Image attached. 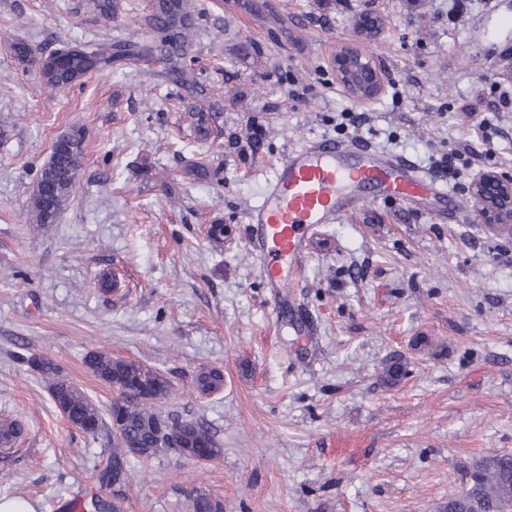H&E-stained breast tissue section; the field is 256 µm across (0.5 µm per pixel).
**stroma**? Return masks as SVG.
Here are the masks:
<instances>
[{
    "instance_id": "1",
    "label": "stroma",
    "mask_w": 512,
    "mask_h": 512,
    "mask_svg": "<svg viewBox=\"0 0 512 512\" xmlns=\"http://www.w3.org/2000/svg\"><path fill=\"white\" fill-rule=\"evenodd\" d=\"M153 0H0V419L23 435L0 451V497L71 512L97 491L104 439L71 426L27 362L52 360L100 409L115 390L92 353L169 381L156 408L204 422L223 454L131 457L121 512H192L198 490L224 512H439L464 466L512 453V238L368 203L318 228L299 275L268 287L249 251L248 206L275 161L322 136L387 148L422 170L454 144L485 146L512 175L507 84L512 0H380L374 56L390 71L370 101L336 81L332 53L365 0H197L186 58L197 102L162 64L134 58L59 91L7 45L144 36ZM83 127L85 161L55 223L27 202L53 144ZM224 226L209 239L204 227ZM283 302L274 312L272 298ZM304 308L314 335L289 323ZM406 374L383 384L388 361ZM206 368L224 387L199 394Z\"/></svg>"
}]
</instances>
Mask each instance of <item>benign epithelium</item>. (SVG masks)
<instances>
[{
    "mask_svg": "<svg viewBox=\"0 0 512 512\" xmlns=\"http://www.w3.org/2000/svg\"><path fill=\"white\" fill-rule=\"evenodd\" d=\"M355 44L336 48L333 66L338 83L354 97L367 101L380 95L387 74L379 61L366 57L361 43L367 33L358 31ZM470 198L484 227L512 235V177L494 169L479 172L470 185Z\"/></svg>",
    "mask_w": 512,
    "mask_h": 512,
    "instance_id": "benign-epithelium-1",
    "label": "benign epithelium"
}]
</instances>
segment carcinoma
<instances>
[{"label": "carcinoma", "mask_w": 512, "mask_h": 512, "mask_svg": "<svg viewBox=\"0 0 512 512\" xmlns=\"http://www.w3.org/2000/svg\"><path fill=\"white\" fill-rule=\"evenodd\" d=\"M195 12L194 0H155L151 13L140 23L152 38V44L140 49L144 55L160 56L174 71L184 69L183 59L191 45ZM64 54L54 52L38 56L27 45H11V52L22 61L35 62L46 85L67 89L88 75L112 70V65L127 54L124 47L110 43L81 45L62 41ZM85 135L74 126L69 135L55 142L43 166L36 189L28 200L27 212L34 224H53L68 204L83 168ZM89 368L101 379L117 387L118 395L107 414L99 409L69 381L48 359H41L36 371L48 383L56 408L67 411L68 421L93 437L111 439L112 426L119 427L121 440L113 443L112 452L95 465L100 486L109 494L125 496L129 482L128 456L151 457L164 452L158 434L163 415L156 403L169 393V383L161 374L141 364L103 354L87 360ZM406 373L399 360L385 364L383 381L394 384ZM198 390L210 394L223 389L224 375L218 369L201 371L196 378ZM22 432L19 423H0V444L8 445ZM180 455L207 454L219 458L223 449L208 426L198 420H183L180 433L172 442ZM192 512H223L222 503L198 491L188 494ZM440 512H512V454L492 453L466 467L458 491L448 495Z\"/></svg>", "instance_id": "1"}]
</instances>
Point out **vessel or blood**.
Returning a JSON list of instances; mask_svg holds the SVG:
<instances>
[{
    "mask_svg": "<svg viewBox=\"0 0 512 512\" xmlns=\"http://www.w3.org/2000/svg\"><path fill=\"white\" fill-rule=\"evenodd\" d=\"M390 200L445 218L468 205L403 157L356 140L313 139L275 164L263 199L246 211L249 246L270 287L299 273L311 232L362 205Z\"/></svg>",
    "mask_w": 512,
    "mask_h": 512,
    "instance_id": "vessel-or-blood-1",
    "label": "vessel or blood"
}]
</instances>
